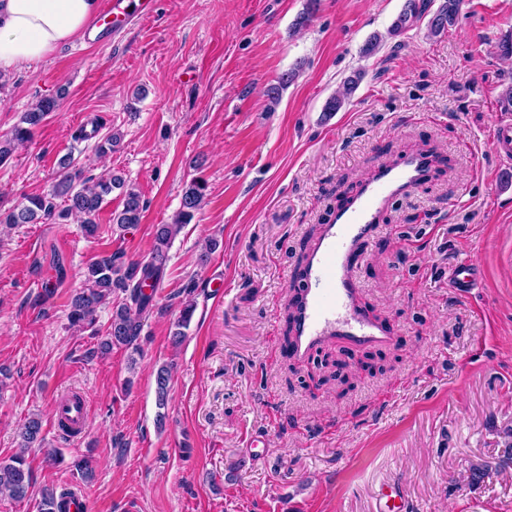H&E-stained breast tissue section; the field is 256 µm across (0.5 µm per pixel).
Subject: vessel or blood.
<instances>
[{
  "label": "vessel or blood",
  "mask_w": 512,
  "mask_h": 512,
  "mask_svg": "<svg viewBox=\"0 0 512 512\" xmlns=\"http://www.w3.org/2000/svg\"><path fill=\"white\" fill-rule=\"evenodd\" d=\"M156 0H106L85 41L107 45L137 20L150 16ZM496 155L512 163V125L498 124L493 132ZM436 169L424 153H409L382 165L323 225L297 277L298 298L290 352L302 357L327 341L354 347L386 343L388 331L359 301L355 276L357 249L378 229L389 203L429 180ZM482 278L480 266L469 260L456 262L448 280L459 293H470Z\"/></svg>",
  "instance_id": "b4317fda"
}]
</instances>
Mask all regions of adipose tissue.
Returning <instances> with one entry per match:
<instances>
[{"instance_id":"1","label":"adipose tissue","mask_w":512,"mask_h":512,"mask_svg":"<svg viewBox=\"0 0 512 512\" xmlns=\"http://www.w3.org/2000/svg\"><path fill=\"white\" fill-rule=\"evenodd\" d=\"M99 10V0H0V71L46 60Z\"/></svg>"}]
</instances>
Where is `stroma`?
Segmentation results:
<instances>
[{"label": "stroma", "mask_w": 512, "mask_h": 512, "mask_svg": "<svg viewBox=\"0 0 512 512\" xmlns=\"http://www.w3.org/2000/svg\"><path fill=\"white\" fill-rule=\"evenodd\" d=\"M405 3L157 0L121 41L77 39L0 74L2 140L39 100L59 102L0 162L1 211L48 193L67 159L87 178L121 175L146 203L140 224L119 229L113 190L91 236L73 217L0 224V459L18 451L30 416L44 437L28 450L29 499L0 495V512H38L43 488L70 486L93 512H379L388 482L407 512H512V181L493 148L496 125L512 124V60L495 47L512 32V0H464L436 37L424 17L390 35ZM375 34L380 47L361 56ZM358 71L349 102L325 117ZM414 151L441 166L388 206L357 268L390 341L290 358L294 276L310 243L375 168ZM194 178L205 202L142 315L141 357L102 352L111 306L88 329L68 320L87 265L115 252L146 259ZM466 257L485 278L464 299L448 273ZM191 283L196 309L175 347ZM162 364L172 374L160 423ZM72 388L87 401L76 439L53 427L55 400ZM82 458L87 481L72 466Z\"/></svg>", "instance_id": "35a3bbf8"}]
</instances>
